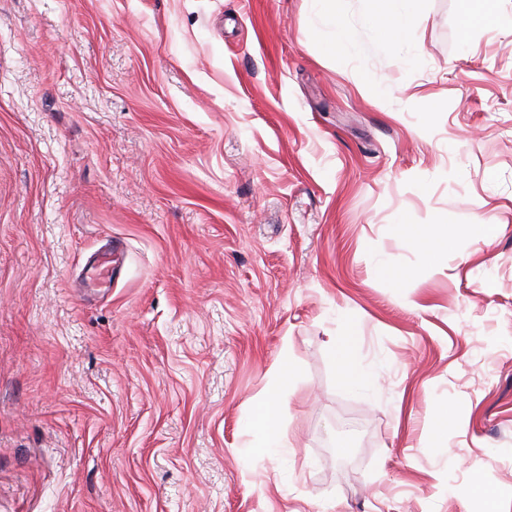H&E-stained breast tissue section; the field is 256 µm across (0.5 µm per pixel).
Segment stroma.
Segmentation results:
<instances>
[{
    "mask_svg": "<svg viewBox=\"0 0 512 512\" xmlns=\"http://www.w3.org/2000/svg\"><path fill=\"white\" fill-rule=\"evenodd\" d=\"M375 10L0 0V512H512V0ZM325 7V16L334 29L336 48L339 49L345 44V26L340 19L341 0H322ZM389 13L383 29L391 42L402 40L416 23L421 9V0H376ZM353 336H339L335 338L333 353L338 361L339 377L346 386L356 387L366 385L371 373L358 366L352 359ZM292 376V366L282 364L277 372L278 390L271 392L266 398L258 401L251 412L249 426L262 436L260 445L255 446V451L262 452L263 448H278V417L281 410L280 394L283 386Z\"/></svg>",
    "mask_w": 512,
    "mask_h": 512,
    "instance_id": "35a3bbf8",
    "label": "stroma"
}]
</instances>
